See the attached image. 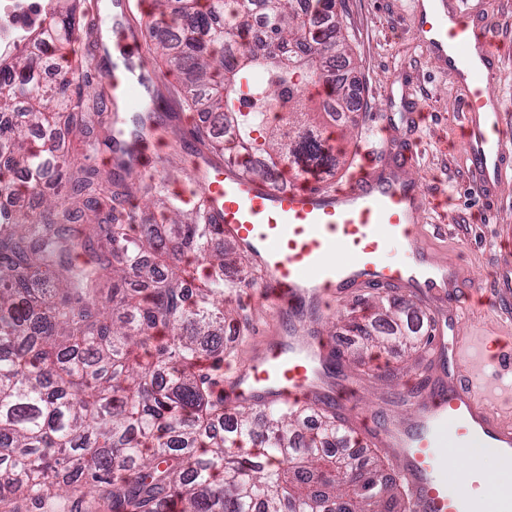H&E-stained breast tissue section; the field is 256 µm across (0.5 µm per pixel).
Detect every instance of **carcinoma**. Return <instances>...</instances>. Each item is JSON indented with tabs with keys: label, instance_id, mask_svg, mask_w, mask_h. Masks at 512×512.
I'll list each match as a JSON object with an SVG mask.
<instances>
[{
	"label": "carcinoma",
	"instance_id": "obj_1",
	"mask_svg": "<svg viewBox=\"0 0 512 512\" xmlns=\"http://www.w3.org/2000/svg\"><path fill=\"white\" fill-rule=\"evenodd\" d=\"M35 48L75 39L80 0H42ZM150 51L182 78L186 102L214 118L200 135L216 160L224 125L235 144L260 152V177L279 160L295 175L332 171L324 134L352 111L354 90L335 71L354 54L339 23L343 0H153ZM266 19L250 40L252 11ZM43 58L0 59V512H409L393 465L358 447L334 410L277 407L224 413V325L235 342L246 321L224 293L253 287L227 268L246 256L204 207L184 210L154 182L170 223L153 224L124 204V181L73 170L68 156L34 134L77 125L82 94L59 80L40 85ZM266 75L251 83L254 72ZM324 113L330 123L313 124ZM41 196L40 206L28 203ZM94 225L79 238L74 225ZM376 305L389 328L376 353L417 351L414 313L395 298Z\"/></svg>",
	"mask_w": 512,
	"mask_h": 512
}]
</instances>
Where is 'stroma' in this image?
I'll list each match as a JSON object with an SVG mask.
<instances>
[{"label":"stroma","instance_id":"stroma-1","mask_svg":"<svg viewBox=\"0 0 512 512\" xmlns=\"http://www.w3.org/2000/svg\"><path fill=\"white\" fill-rule=\"evenodd\" d=\"M480 4L501 40L497 91L503 112L512 116V0H480ZM413 7V0H344L339 20L354 48L348 75L361 104L346 121V136L338 140L345 162L333 181L338 184L345 179L355 147L380 128H387L392 148L374 159L383 171L392 169L395 153L418 146L419 161L404 175L431 198L421 216L422 223L433 227L425 242L436 255L459 256L465 282L491 292L499 257L512 253V182L491 203L471 191L459 108L462 91L454 74L426 53L410 31L407 19ZM89 31L87 17H80L76 39L66 49L70 78L73 86L105 92L109 85L98 73L100 64L90 49ZM153 66L159 77L156 92L167 111L189 117L192 127L202 126V116L185 104L177 74L161 61ZM348 307L345 301L332 304L322 316L319 331L343 352L339 372L358 387L348 407L349 419L374 416L392 402L409 412L404 396L423 391L426 379L442 374V364L427 354L415 359L395 353L377 361L347 357L353 341L343 317Z\"/></svg>","mask_w":512,"mask_h":512}]
</instances>
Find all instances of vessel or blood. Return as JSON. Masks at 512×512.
<instances>
[{"label": "vessel or blood", "mask_w": 512, "mask_h": 512, "mask_svg": "<svg viewBox=\"0 0 512 512\" xmlns=\"http://www.w3.org/2000/svg\"><path fill=\"white\" fill-rule=\"evenodd\" d=\"M139 0H114L98 31L111 42L106 76L128 116H148L154 73L135 26ZM409 26L426 52L442 57L464 90L460 110L473 184L495 198L512 168V138L499 133L504 115L496 92L498 37L474 0H421ZM196 181L207 200L206 221L252 260L263 276L261 299L288 316L285 335L264 337L258 350L224 385L227 410L291 406L306 400L341 402L347 384L334 371L337 353L321 344L314 316L325 297H356L359 289H402L439 302L433 347L448 365L417 399L409 419L380 412L372 438L402 464L412 512H512V497L487 508L488 477L467 469L464 492L448 488L443 448L480 447L512 457V386L498 376L512 363V338L469 319L472 294L457 268L433 261L421 244L419 195L399 169L359 176L346 188L301 180L283 185L244 173L235 163L200 160ZM402 257L389 258L393 247Z\"/></svg>", "instance_id": "obj_1"}]
</instances>
